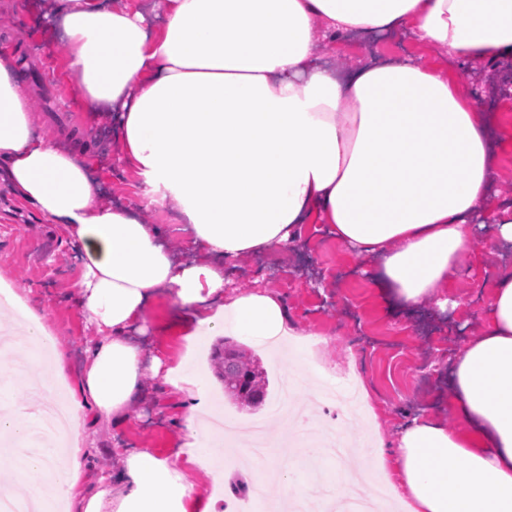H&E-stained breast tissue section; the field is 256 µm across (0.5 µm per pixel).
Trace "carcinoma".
Masks as SVG:
<instances>
[{
	"mask_svg": "<svg viewBox=\"0 0 512 512\" xmlns=\"http://www.w3.org/2000/svg\"><path fill=\"white\" fill-rule=\"evenodd\" d=\"M212 361L224 383V393L233 403L240 406L242 400L250 399L257 409L264 405L268 386L265 372L256 370L258 362L248 358L239 345L222 341L214 349Z\"/></svg>",
	"mask_w": 512,
	"mask_h": 512,
	"instance_id": "carcinoma-1",
	"label": "carcinoma"
}]
</instances>
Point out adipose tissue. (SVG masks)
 Here are the masks:
<instances>
[{"instance_id": "1", "label": "adipose tissue", "mask_w": 512, "mask_h": 512, "mask_svg": "<svg viewBox=\"0 0 512 512\" xmlns=\"http://www.w3.org/2000/svg\"><path fill=\"white\" fill-rule=\"evenodd\" d=\"M55 3L80 97L117 114L121 162L177 208L212 260L177 261L158 225L98 205L88 163L40 135L11 57L0 56V167L66 231L92 329L66 395L62 464L26 454V425L1 414L0 436L13 446L0 453V471L12 475L0 495L25 493L37 512H213L187 478L210 472L222 445L209 427L208 380L146 357L134 339L157 293L187 310L189 346L224 329L270 346L288 333L281 299L228 287L224 264L293 241L315 221L371 261L387 303L448 310L444 291L477 242L512 245V204L490 195L499 117L445 63L512 61V0H156L165 17L156 27L131 0ZM399 31L431 58L354 67L336 58L337 37ZM482 320L448 364L456 426L421 409L391 445L373 433L368 465L407 512H512V267L499 270ZM21 326L35 383L53 394L65 355L34 309L23 307ZM148 370L192 399L178 448L114 445L111 473L87 484V422L128 420Z\"/></svg>"}]
</instances>
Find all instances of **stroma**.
Returning <instances> with one entry per match:
<instances>
[{
    "instance_id": "stroma-1",
    "label": "stroma",
    "mask_w": 512,
    "mask_h": 512,
    "mask_svg": "<svg viewBox=\"0 0 512 512\" xmlns=\"http://www.w3.org/2000/svg\"><path fill=\"white\" fill-rule=\"evenodd\" d=\"M48 10V0H0V47H7L20 69L35 67L42 77L38 86L28 80L23 83L40 134L92 160L101 202L127 206L144 222L164 225L167 249L185 261L198 259L201 252L185 225L177 223L174 210L142 205L140 177L123 170L118 162L115 119L89 111L81 101L74 79L67 76L65 46L48 29ZM292 250L298 256L292 265L274 266L259 257L242 256L231 277L232 287L260 288L279 295L288 307L290 327L317 336L299 361L286 353L248 346V353L268 370L270 396H277L280 376L294 370L301 374L304 393L315 392L328 381L343 388L338 376L342 360L352 338L364 336L380 345H401L397 353L366 349L360 354L357 384L373 399L374 414L335 419L317 405L309 413L310 434L336 430L345 438L364 440L376 419L388 442L406 413L421 407L450 421L452 390L445 367L479 326L481 306L475 298L489 294L501 250L485 242L478 246L465 261L462 278L448 288L449 296L458 302L457 309L443 314L425 303L412 310L384 304L368 282L370 261L343 249L323 225H306ZM78 274V260L65 233L23 201L0 175V288L14 291L41 313L66 354L65 380L70 384L82 364L89 334L73 287ZM179 315L176 300L160 295L154 304L152 328L142 336V343L171 362H185L187 370L209 373L212 401L234 413L240 425L261 418L269 433H278L282 423L268 417L266 409L240 410L225 399L220 380L210 374L211 347L219 343V336L188 350ZM143 388L134 419L104 426L97 450L84 460L88 477L111 470L113 443L152 448L162 454L179 443L181 431L175 419L187 396L174 395L169 384L149 372L143 377Z\"/></svg>"
}]
</instances>
